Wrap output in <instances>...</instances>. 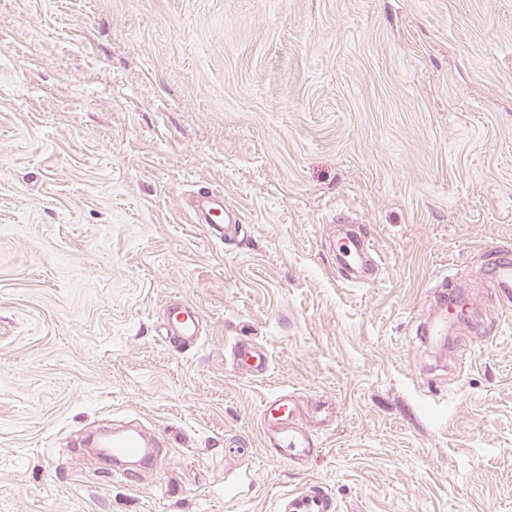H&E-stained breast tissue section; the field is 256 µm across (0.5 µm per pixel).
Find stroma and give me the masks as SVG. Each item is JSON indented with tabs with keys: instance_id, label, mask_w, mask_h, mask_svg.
Wrapping results in <instances>:
<instances>
[{
	"instance_id": "35a3bbf8",
	"label": "stroma",
	"mask_w": 512,
	"mask_h": 512,
	"mask_svg": "<svg viewBox=\"0 0 512 512\" xmlns=\"http://www.w3.org/2000/svg\"><path fill=\"white\" fill-rule=\"evenodd\" d=\"M203 187L238 240L196 223ZM346 228L369 284L336 272ZM494 245L512 256V0H0V512H273L311 482L338 512H512ZM450 278L471 321L440 346L421 330ZM175 297L207 321L184 353L159 338ZM280 390L309 469L260 445ZM135 418L164 469L72 453ZM338 251L349 264L359 267L371 265L372 260L378 256L374 244L365 237L357 238L352 248L346 243H341L338 246ZM233 366L254 380L264 378L270 368V355L267 350L243 339H236L230 345ZM254 476V470L248 466L225 478L224 498L226 500H237L245 496L254 484Z\"/></svg>"
}]
</instances>
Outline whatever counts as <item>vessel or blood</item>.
I'll use <instances>...</instances> for the list:
<instances>
[{"label": "vessel or blood", "instance_id": "1", "mask_svg": "<svg viewBox=\"0 0 512 512\" xmlns=\"http://www.w3.org/2000/svg\"><path fill=\"white\" fill-rule=\"evenodd\" d=\"M193 208L198 223L206 225L212 237L225 238L233 230V223L225 217L223 191L210 190L196 195ZM338 251L349 264L359 267L370 265L377 255L373 244L364 237L357 238L351 246L339 245ZM202 323V315L194 304L173 298L166 308L161 340L174 351H186L200 341ZM230 357L233 366L255 380L264 378L270 368L268 351L247 340H234L230 345ZM259 416L267 458L301 469L318 455L317 442L298 425L287 394L277 392L266 397L260 405ZM107 444L113 457L121 460L150 453L148 443L136 431L115 432ZM253 484V469H241L225 478L224 497L240 499ZM335 509L333 495L316 485H305L283 493L275 505V512H335Z\"/></svg>", "mask_w": 512, "mask_h": 512}]
</instances>
